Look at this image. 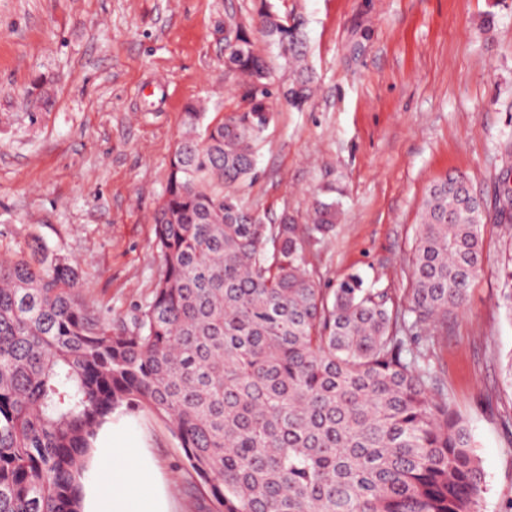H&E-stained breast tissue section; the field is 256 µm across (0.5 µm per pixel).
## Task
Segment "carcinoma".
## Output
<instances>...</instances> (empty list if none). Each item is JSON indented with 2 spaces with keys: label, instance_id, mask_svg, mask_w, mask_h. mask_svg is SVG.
<instances>
[{
  "label": "carcinoma",
  "instance_id": "carcinoma-1",
  "mask_svg": "<svg viewBox=\"0 0 512 512\" xmlns=\"http://www.w3.org/2000/svg\"><path fill=\"white\" fill-rule=\"evenodd\" d=\"M260 28L291 74L274 81L241 29L224 71L247 77L248 109L206 124L186 107L147 302L114 320L76 266L0 263V512H83L119 407L170 423L211 512H480L473 435L421 328L460 310L483 272V213L447 174L426 191L406 302L358 273L319 287L312 247L334 234V205L268 224L240 195L274 104L311 95L300 28L271 9ZM499 277L512 316V260Z\"/></svg>",
  "mask_w": 512,
  "mask_h": 512
}]
</instances>
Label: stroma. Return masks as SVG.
<instances>
[{"label":"stroma","instance_id":"35a3bbf8","mask_svg":"<svg viewBox=\"0 0 512 512\" xmlns=\"http://www.w3.org/2000/svg\"><path fill=\"white\" fill-rule=\"evenodd\" d=\"M269 6L299 23L316 92L299 110L276 104L242 197L300 224L313 198L335 203L336 234L312 257L320 286L356 272L406 297L429 184L464 175L490 210L512 181V0H0V259H68L115 316L148 300L185 107L247 108L223 64L238 30L288 72L259 31ZM482 235L484 270L435 361L476 441L480 512H512V316L497 274L512 223L486 219ZM124 417L171 512H209L168 422Z\"/></svg>","mask_w":512,"mask_h":512}]
</instances>
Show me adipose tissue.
<instances>
[{
    "label": "adipose tissue",
    "mask_w": 512,
    "mask_h": 512,
    "mask_svg": "<svg viewBox=\"0 0 512 512\" xmlns=\"http://www.w3.org/2000/svg\"><path fill=\"white\" fill-rule=\"evenodd\" d=\"M94 466L98 480H111V492L95 488L86 512H166L165 494L126 428H112V443L99 447Z\"/></svg>",
    "instance_id": "obj_1"
}]
</instances>
